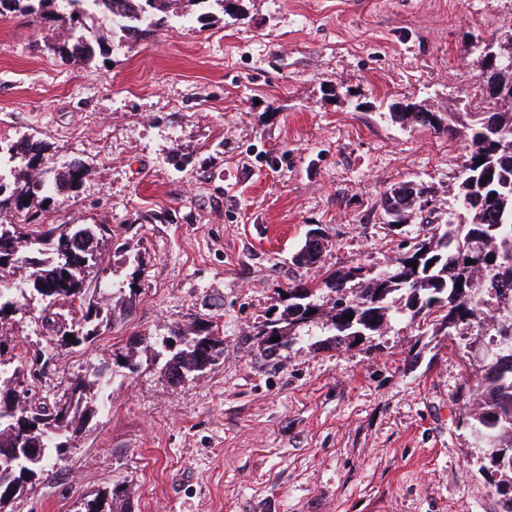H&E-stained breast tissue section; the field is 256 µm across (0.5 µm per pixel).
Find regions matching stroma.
<instances>
[{"label":"stroma","mask_w":512,"mask_h":512,"mask_svg":"<svg viewBox=\"0 0 512 512\" xmlns=\"http://www.w3.org/2000/svg\"><path fill=\"white\" fill-rule=\"evenodd\" d=\"M222 13L116 46L60 57L33 16H0V138L43 140L87 168L47 207L49 224H108L104 278L135 279L130 313L61 350L31 300L7 330L40 357V393L140 338L205 320L223 356L182 384L158 361L119 368L65 468L15 512H74L120 486L112 512H502L500 474L464 422L493 344L392 320L369 345H314L319 326L268 361L250 331L283 310L309 225L321 267L389 268L419 222H384L386 190L431 185V221L456 205L464 136L391 120L389 108L486 112L477 45L512 33V0H239ZM142 264L133 267L127 244Z\"/></svg>","instance_id":"35a3bbf8"}]
</instances>
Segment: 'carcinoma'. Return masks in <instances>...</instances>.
Instances as JSON below:
<instances>
[{"mask_svg":"<svg viewBox=\"0 0 512 512\" xmlns=\"http://www.w3.org/2000/svg\"><path fill=\"white\" fill-rule=\"evenodd\" d=\"M49 0H0V15L21 10L51 24L54 37L47 49L62 57L93 59L109 47L104 32L136 40L156 32L174 20L218 8L229 15L226 0H112V14L91 10L83 0H60L63 9L49 12ZM497 112H450L444 118L434 112L447 134L465 132L470 155L463 165L457 204L445 220L425 224L427 236L401 244L389 276L369 274L357 263L347 271L327 270L310 281L294 280L286 288L288 305L278 317L267 314L253 326L258 343L267 336L281 337L277 349L261 348L274 361L285 348L293 347L306 326L324 325L323 344L341 346L348 338L368 340L384 333L392 318L408 314L410 323L456 336L478 325L497 337L498 347L480 367L479 402L471 395L458 401L467 411L466 425L481 435L487 448L505 455L507 463L495 471L512 485V94L499 97ZM8 154L9 170L0 173V214L28 212L45 202L74 191L87 169L76 159L65 165L51 162L49 145L42 141H17L0 145ZM430 187L406 182L387 190L383 210L394 226L424 212ZM17 225L10 235L0 233V267L9 265L20 273L21 287L0 289V324L27 306L28 294L42 303L41 323L53 333L59 347L76 348L92 342L110 324L115 307L129 309L136 296L101 293L99 277L103 255L112 245L105 224ZM328 242H306L294 260L296 265L317 262ZM416 263V267L409 263ZM333 293L336 300L326 307L321 295ZM353 319H348V315ZM72 335L73 340L66 339ZM177 340L172 346L170 340ZM144 351L154 359L164 358L169 381L182 383L187 376L207 368L203 354L218 359L224 355V340L210 326L195 321L176 326L160 341L142 339L122 356L124 368L137 370L135 357ZM6 337L0 336V448H19L10 460L0 459V512H12L14 501L47 472L50 462H67L76 438L90 430L102 405L104 370L92 367L74 380L66 407L37 395L32 383L36 372L22 360L9 356ZM117 491L102 490L83 495L74 512H112Z\"/></svg>","mask_w":512,"mask_h":512,"instance_id":"cac0c4a2","label":"carcinoma"}]
</instances>
